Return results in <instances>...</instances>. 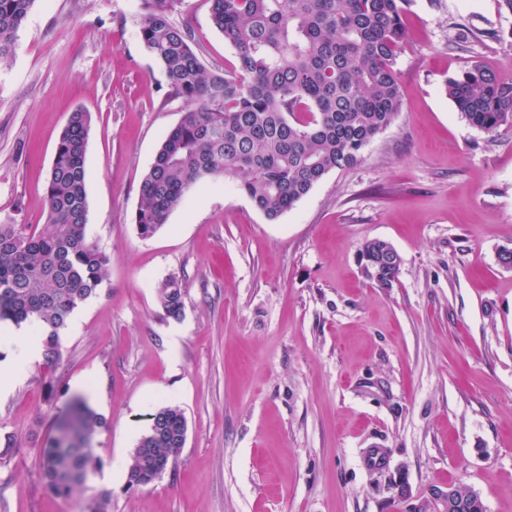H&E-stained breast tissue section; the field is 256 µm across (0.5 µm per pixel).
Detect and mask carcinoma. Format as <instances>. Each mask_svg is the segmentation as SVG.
<instances>
[{
  "instance_id": "cac0c4a2",
  "label": "carcinoma",
  "mask_w": 512,
  "mask_h": 512,
  "mask_svg": "<svg viewBox=\"0 0 512 512\" xmlns=\"http://www.w3.org/2000/svg\"><path fill=\"white\" fill-rule=\"evenodd\" d=\"M141 40L162 67L173 93L190 107L162 141L142 178L135 224L153 236L187 191L218 176L231 179L254 206L275 220L328 173L357 166L364 149L401 110L397 59L406 37L410 0H211V21L237 64L224 72L203 65L191 31L170 16L182 0H141ZM35 0H0V59L8 57ZM444 91L473 127L490 137L512 130V79L474 60L448 77ZM92 115L70 114L54 150L45 191L46 223H0V322L36 324L44 366L61 361V330L98 294L108 256L88 240L85 154ZM366 268L382 288L398 277L402 259L389 242L362 246ZM167 315L184 309L176 277L158 289ZM59 418L41 449L47 493L69 498L95 472L92 446L103 418L82 399ZM187 420L167 405L127 467L130 489L156 480L155 464L176 467ZM449 512H486L479 494L450 485Z\"/></svg>"
}]
</instances>
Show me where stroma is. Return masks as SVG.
<instances>
[{"label": "stroma", "mask_w": 512, "mask_h": 512, "mask_svg": "<svg viewBox=\"0 0 512 512\" xmlns=\"http://www.w3.org/2000/svg\"><path fill=\"white\" fill-rule=\"evenodd\" d=\"M210 0H182L205 67L236 62ZM141 0H36L0 62V221L41 224L57 138L92 114L88 235L110 258L99 295L61 332L53 383L34 363L0 394V512H410L474 488L512 512V131L471 127L442 90L471 61L512 78V16L497 0H413L395 124L270 220L224 177L193 186L154 236L139 188L185 101L141 42ZM390 242L392 287L364 268ZM177 277L180 317L159 286ZM82 398L107 420L102 461L68 499L40 450ZM187 439L175 471L131 490L127 465L162 406ZM362 256L366 268L382 288L392 287L398 277L402 259L399 252L389 242L373 238L362 246ZM159 300L168 316L177 318L184 309L185 290L176 277L166 279L158 289Z\"/></svg>", "instance_id": "35a3bbf8"}]
</instances>
